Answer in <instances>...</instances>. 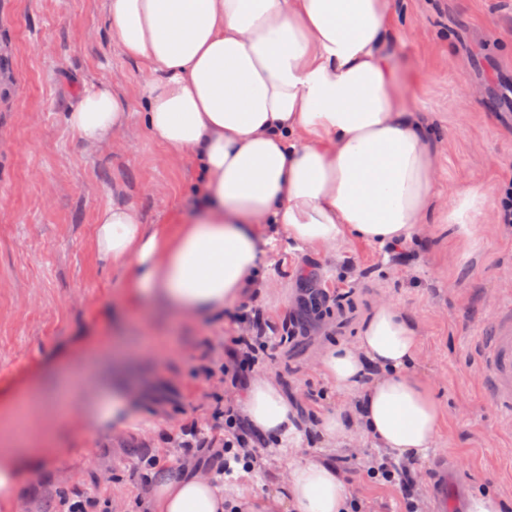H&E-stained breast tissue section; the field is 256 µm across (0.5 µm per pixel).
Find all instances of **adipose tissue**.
<instances>
[{
  "label": "adipose tissue",
  "mask_w": 512,
  "mask_h": 512,
  "mask_svg": "<svg viewBox=\"0 0 512 512\" xmlns=\"http://www.w3.org/2000/svg\"><path fill=\"white\" fill-rule=\"evenodd\" d=\"M106 15L111 43L150 73L141 90L150 136L201 172L191 219L147 224L137 207L116 202L98 210L89 247L129 270L128 299L148 293L205 320L245 289L267 288L262 257L278 232L311 250L421 234L439 157L391 63L394 0H106ZM128 106V94L103 83L66 122L101 142L126 126ZM418 354L417 323L388 301L355 341L321 351L325 379L356 398L322 417L323 442L333 448L360 432L395 458L424 455L444 409L412 369ZM85 369L111 381L112 396L80 410V430L124 427L137 391L96 361ZM237 410L268 444L295 430L294 406L272 375H253ZM38 453L0 452V512H22ZM148 484L150 512H228L223 486L194 463ZM349 499L326 460H294L255 512H346Z\"/></svg>",
  "instance_id": "ef3b65f1"
}]
</instances>
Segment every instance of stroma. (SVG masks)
Wrapping results in <instances>:
<instances>
[{
	"instance_id": "1",
	"label": "stroma",
	"mask_w": 512,
	"mask_h": 512,
	"mask_svg": "<svg viewBox=\"0 0 512 512\" xmlns=\"http://www.w3.org/2000/svg\"><path fill=\"white\" fill-rule=\"evenodd\" d=\"M402 40L396 59L404 99L426 123L441 151L435 191L441 201L408 258L354 240L340 249L292 250L286 236L265 249L266 277L300 288L308 279L331 291L318 312L289 304L285 292L245 293L224 314L202 323L175 318L156 304L126 307L122 275L88 242L96 212L135 205L147 224H170L195 210L198 169L165 158L142 119L138 91L148 73L111 45L105 0H0V404L19 397L21 412L0 413V437L55 435L70 443L37 463L21 497L25 512H56L76 489L107 505L146 512L141 461L179 468L176 438L196 430L200 441L221 435L211 417L216 399L235 405L204 365L223 360L237 335L235 317L259 312L278 346L259 370L277 377L300 419L291 452L262 448L252 472L224 478V494L242 512L281 479L289 458H325L340 470L369 512H400L396 488L372 483L352 455L379 450L364 436L336 448L316 434L320 416L340 400L317 357L325 346L352 341L379 300L403 306L416 320L420 355L413 370L431 387L445 418L414 465L418 492L430 501L432 457L463 458L449 471V505L491 491L512 512V426L484 394L475 343L492 314L512 304V224L497 223L493 201L512 175V0H397ZM129 92L131 117L107 141L88 143L65 115L100 83ZM478 185L488 201L473 228L447 226L449 189ZM146 344L134 380L142 392L134 420L119 436H85L58 418L63 404L81 407L91 380L75 383L66 401L54 394L53 369L79 363L115 337Z\"/></svg>"
}]
</instances>
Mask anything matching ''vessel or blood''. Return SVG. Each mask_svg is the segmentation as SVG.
Returning <instances> with one entry per match:
<instances>
[{
	"label": "vessel or blood",
	"instance_id": "1",
	"mask_svg": "<svg viewBox=\"0 0 512 512\" xmlns=\"http://www.w3.org/2000/svg\"><path fill=\"white\" fill-rule=\"evenodd\" d=\"M487 395L512 414V307L497 311L480 338ZM433 512H448V458L438 456L432 472Z\"/></svg>",
	"mask_w": 512,
	"mask_h": 512
}]
</instances>
